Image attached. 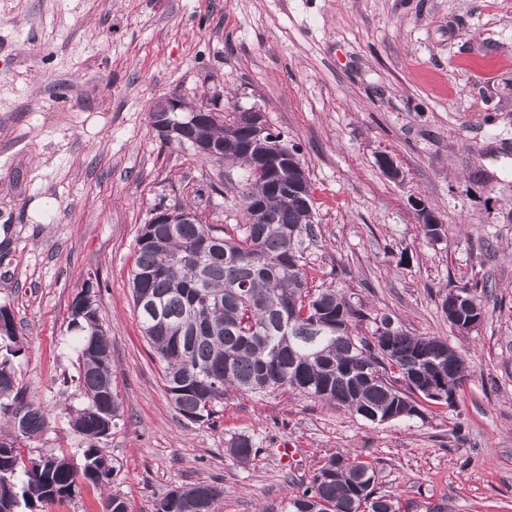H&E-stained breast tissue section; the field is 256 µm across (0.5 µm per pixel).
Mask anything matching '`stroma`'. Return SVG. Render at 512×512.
I'll list each match as a JSON object with an SVG mask.
<instances>
[{
    "mask_svg": "<svg viewBox=\"0 0 512 512\" xmlns=\"http://www.w3.org/2000/svg\"><path fill=\"white\" fill-rule=\"evenodd\" d=\"M219 97L262 110L314 191L315 284L471 362L453 407L373 424L285 391H228L218 418L184 420L134 311L136 238L156 207L242 220L238 167L162 143L156 101ZM390 157L391 176L379 160ZM421 199L443 226L424 236ZM486 282L458 332L450 289ZM91 283L123 417L114 473L45 512H155L171 489L223 488L215 512H282L331 455L367 458L409 512H512V0H0V306L23 350L16 379L47 411L29 456L83 464L71 307ZM257 450L242 464L236 436ZM292 456H284L283 444Z\"/></svg>",
    "mask_w": 512,
    "mask_h": 512,
    "instance_id": "obj_1",
    "label": "stroma"
}]
</instances>
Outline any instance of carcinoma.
I'll use <instances>...</instances> for the list:
<instances>
[{
    "label": "carcinoma",
    "mask_w": 512,
    "mask_h": 512,
    "mask_svg": "<svg viewBox=\"0 0 512 512\" xmlns=\"http://www.w3.org/2000/svg\"><path fill=\"white\" fill-rule=\"evenodd\" d=\"M202 130L217 143H236L213 161L243 168L242 198L261 202L271 221H253L247 206L231 235L218 237L210 225L189 222L145 224L137 237L134 309L143 337L163 364L166 392L178 413L191 423L210 421L230 389L244 395L289 390L372 424L421 418L426 403L453 406L452 400L427 394L410 372L418 355L442 348L445 357L431 377L457 390L470 371L464 355L439 337L405 333L388 314L373 318L371 335L359 334L366 314L335 288L308 286L303 243L315 235L310 184L287 193L286 175L255 172L244 113L219 123L209 118ZM295 227L291 245L287 235ZM0 316V418L8 423V434L0 433V489L10 491L0 512H39L72 498L78 481L100 487L114 471L100 448L122 417L112 389L109 342L98 306L74 303L71 326L78 332L84 404L72 413L71 424L86 442L78 471L64 455L23 456L20 440L42 432L46 416L18 387L14 359L22 347L10 310L0 306ZM399 381L405 389L396 386ZM229 453L244 463L257 449L239 436ZM376 479L371 462L332 455L288 498L284 512H399V502L377 494ZM221 494L206 482L179 486L156 512H215Z\"/></svg>",
    "instance_id": "carcinoma-1"
}]
</instances>
